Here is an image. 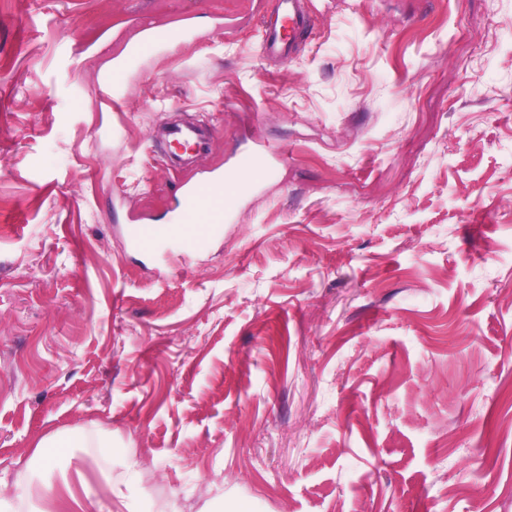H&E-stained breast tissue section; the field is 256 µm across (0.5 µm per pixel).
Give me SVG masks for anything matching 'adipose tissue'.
<instances>
[{
    "instance_id": "obj_1",
    "label": "adipose tissue",
    "mask_w": 512,
    "mask_h": 512,
    "mask_svg": "<svg viewBox=\"0 0 512 512\" xmlns=\"http://www.w3.org/2000/svg\"><path fill=\"white\" fill-rule=\"evenodd\" d=\"M42 447L45 448H93V455L87 456L86 465L100 470L104 479L110 480L114 495L121 500L126 507L127 512H139V502L137 498L130 496L129 488H132L136 482L137 471L132 462H125L124 471L120 478H113L111 466L104 464L97 451L101 448H108L112 445L110 437L102 433L85 434L72 437L68 435H52L42 440Z\"/></svg>"
}]
</instances>
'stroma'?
Wrapping results in <instances>:
<instances>
[{
	"instance_id": "stroma-1",
	"label": "stroma",
	"mask_w": 512,
	"mask_h": 512,
	"mask_svg": "<svg viewBox=\"0 0 512 512\" xmlns=\"http://www.w3.org/2000/svg\"><path fill=\"white\" fill-rule=\"evenodd\" d=\"M275 0H0V499L117 512H512V0H306L313 40L253 50ZM180 7L201 38L98 92L101 44ZM215 131L167 164L156 127ZM286 170L183 268L126 249L242 133ZM53 465L68 484L32 492ZM463 488L465 497L455 496ZM112 448V439L100 432L77 437L52 435L43 439L37 448ZM104 458L108 460L107 464L103 463V458L99 455H88L85 459V463L89 467L101 471L102 476L111 486L112 492L118 499L121 500L123 505L128 510L127 512L140 511L139 502L137 498H134L131 495H127L122 488L124 487L130 492L133 485H135L137 476V470L135 469V465L131 461L126 460L124 462L125 469L121 474L120 478L113 481L112 483V465L109 466V463L112 462V454H110L109 452H105Z\"/></svg>"
}]
</instances>
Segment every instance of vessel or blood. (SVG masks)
Returning a JSON list of instances; mask_svg holds the SVG:
<instances>
[{
	"instance_id": "b4317fda",
	"label": "vessel or blood",
	"mask_w": 512,
	"mask_h": 512,
	"mask_svg": "<svg viewBox=\"0 0 512 512\" xmlns=\"http://www.w3.org/2000/svg\"><path fill=\"white\" fill-rule=\"evenodd\" d=\"M314 33V20L306 9L304 0H277L274 16L264 20L259 35L258 51L268 60L283 62L290 58L303 38ZM194 28H173L169 20L152 15L141 16L131 26V32L120 50L113 56V72L120 75L137 67L144 52L198 38ZM158 138L164 140L169 149L167 160L177 166L193 154L207 150L213 134L193 124L166 125L157 130ZM290 157L283 146L256 144L248 159L227 163L225 169L209 172L203 180L184 183L180 189L179 203L170 223L150 228L144 234H129L130 247L145 260H153L158 254L160 241L172 243L171 257L179 261L188 260L196 254L206 240L216 239L224 223L233 222L235 212L225 205L223 215H216L214 207L223 202L225 182H233L240 195L254 194L263 179L273 178L280 168L288 165ZM206 217L207 236L187 237L178 229L188 215Z\"/></svg>"
}]
</instances>
